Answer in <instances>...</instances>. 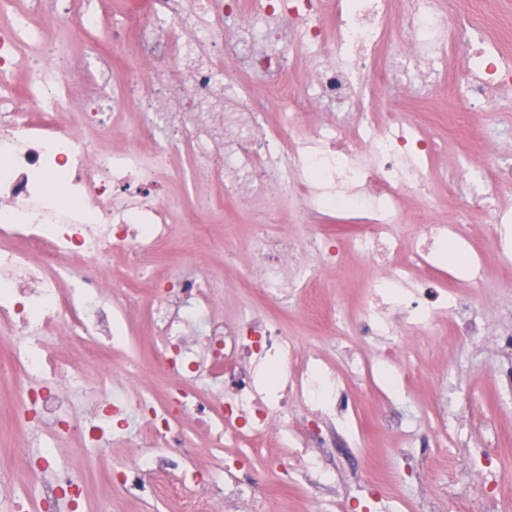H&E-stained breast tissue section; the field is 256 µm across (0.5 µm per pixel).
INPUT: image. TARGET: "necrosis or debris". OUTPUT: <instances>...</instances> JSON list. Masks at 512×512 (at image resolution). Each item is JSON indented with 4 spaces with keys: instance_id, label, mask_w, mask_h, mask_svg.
I'll list each match as a JSON object with an SVG mask.
<instances>
[{
    "instance_id": "1",
    "label": "necrosis or debris",
    "mask_w": 512,
    "mask_h": 512,
    "mask_svg": "<svg viewBox=\"0 0 512 512\" xmlns=\"http://www.w3.org/2000/svg\"><path fill=\"white\" fill-rule=\"evenodd\" d=\"M482 0H147L130 22L112 29L119 44L137 38L152 66L147 90L168 89L161 111L141 113L143 135L184 143L194 158L209 161L224 197L251 203L289 189L308 214L346 212L357 224L337 234L328 225L309 240L316 264L298 262L294 238L272 231L275 211L256 225L245 246L256 267L245 285L269 301L295 296L317 277L320 265L353 255L380 276L366 285L354 319L337 327L340 343L376 336L390 352L384 387L398 373L414 334L480 335L461 315L484 275L481 252L462 221L434 211L406 240L408 193L430 195L435 181L431 140L405 122L403 95L449 88L461 100L457 135L479 131L476 104L503 101L512 88V63L501 42L482 39L488 21ZM47 0H29L23 13L0 24V328L15 339L0 367L23 372L28 384L17 398L27 435L20 455L26 487L0 472L5 512H58L68 500L79 512L83 479L54 452L64 436L86 447H109L137 426L145 454L106 469L109 483L131 495L178 499L182 512H223L247 503L270 512L259 477L200 479L187 484L192 450L182 423L204 428L211 448L230 442L250 463L249 449L293 428L296 401L342 434H349L344 377L305 360L279 323L255 312L232 323L213 314L209 279L188 269L164 282L151 275L160 247L171 240L170 207L160 189L164 154L115 152L79 138L60 120L71 111L73 83L60 76H29V51L43 40ZM463 59V73L449 61ZM265 78L261 90L237 78L238 66ZM99 58L95 96L112 99V125L124 124L136 88L113 82ZM300 70L301 86L289 75ZM28 74L17 84L19 74ZM393 91L389 107L374 98ZM283 108L269 123L256 94ZM318 106L328 122L310 124L304 107ZM512 179V169L476 167L472 202L484 213L498 251L512 255L502 228L512 211L485 197L491 183ZM454 246L462 263L443 252ZM126 254L140 276L106 275L103 258ZM146 319L152 357L168 381V396L112 395V350L124 343L127 313ZM64 326L66 338L49 336ZM196 386H188V379Z\"/></svg>"
}]
</instances>
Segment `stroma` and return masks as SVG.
Segmentation results:
<instances>
[{"label":"stroma","instance_id":"obj_1","mask_svg":"<svg viewBox=\"0 0 512 512\" xmlns=\"http://www.w3.org/2000/svg\"><path fill=\"white\" fill-rule=\"evenodd\" d=\"M130 0H112V17L90 35L77 29V0H53L51 14L67 30L63 53L35 60L34 70L51 67L74 75L82 62L84 46L111 54L112 79L139 83L150 68L128 45L112 42V25L127 13ZM476 121L491 139L490 151L478 140L446 135L439 165L448 172L477 164H512V112H481ZM169 165L160 179L173 210L174 237L160 253L171 277L186 266L207 273L217 289V314L236 320L254 311L279 321L304 350L337 372L348 371V353L332 335L304 319L306 299L294 296L276 303L261 298L256 289L237 285L253 257L244 249L222 251L223 237L246 238L252 224L267 209L225 200L221 186L208 164L195 161L187 148L172 143ZM278 208L283 230L292 235L302 260L312 255L305 244L321 217L302 220L291 197ZM366 269L343 277L335 268L320 270L312 289L323 305L340 320L354 316L359 308L361 282ZM480 298L472 310L486 337L467 345L444 342L433 336L420 338L410 358L403 360L407 376L405 392L388 401L369 398L365 383L349 379L350 409L357 414L360 442L337 440L326 432L323 443L313 445L324 468L335 479L324 483L318 471L308 467L302 449L277 442L256 451V468L276 512H451L448 490L458 482L478 483L487 466H494L499 484L512 489V350L503 340L512 339V261L492 255L484 279L476 287ZM17 383L0 380V468L24 471L17 451V433L12 410ZM137 440L112 452L79 448L68 440L58 444L60 456L69 458L74 471L85 480L90 502L112 498V512H168L167 501L149 495L132 498L120 490H107L103 471L108 458L122 461L141 454ZM287 459V469L276 462Z\"/></svg>","mask_w":512,"mask_h":512}]
</instances>
